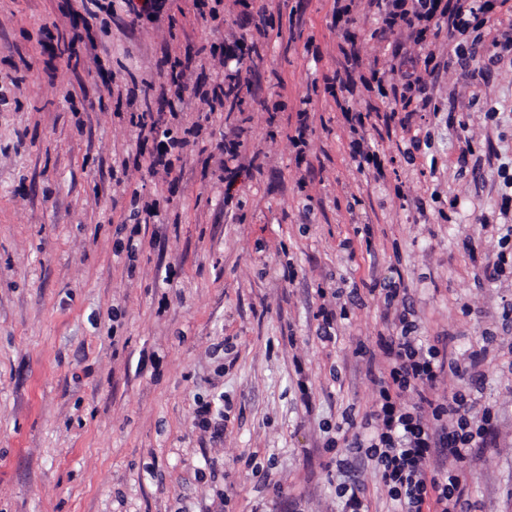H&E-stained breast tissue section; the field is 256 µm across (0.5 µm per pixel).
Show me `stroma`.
Here are the masks:
<instances>
[{
  "instance_id": "1",
  "label": "stroma",
  "mask_w": 512,
  "mask_h": 512,
  "mask_svg": "<svg viewBox=\"0 0 512 512\" xmlns=\"http://www.w3.org/2000/svg\"><path fill=\"white\" fill-rule=\"evenodd\" d=\"M161 2L112 0L93 19L81 0H0V512H342L352 482L391 512L353 442L399 333L395 282L414 336L480 358L435 392L492 407L464 467L468 512H512V269L486 270L512 228L497 22L461 36L478 47L457 63L447 40L376 36L352 0L361 65L397 44L406 66L440 65L436 111L368 129L377 170L353 159L325 81L342 61L333 0H271L231 112L213 97L231 70L209 50L242 5L212 18ZM176 71L192 89L173 104L157 87ZM130 96L171 127L203 126L168 153L166 181ZM236 138L259 158L228 185Z\"/></svg>"
}]
</instances>
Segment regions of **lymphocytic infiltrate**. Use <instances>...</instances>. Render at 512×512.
Listing matches in <instances>:
<instances>
[{
    "label": "lymphocytic infiltrate",
    "instance_id": "obj_1",
    "mask_svg": "<svg viewBox=\"0 0 512 512\" xmlns=\"http://www.w3.org/2000/svg\"><path fill=\"white\" fill-rule=\"evenodd\" d=\"M368 12L379 15L386 29L408 30L415 42L455 39L468 29L481 27L484 18L500 10L512 23V0H363ZM399 336L387 356L390 370L379 380L375 425L369 432L367 452L381 465V481L395 504V512H465V486L461 467L472 449L481 447L491 428V411L473 418L476 403L454 393L438 398L433 390L443 370H457L437 352L411 336L406 316H399ZM418 395L414 409L401 404L405 392ZM431 422H424V415ZM448 457V468L431 470L432 454Z\"/></svg>",
    "mask_w": 512,
    "mask_h": 512
}]
</instances>
